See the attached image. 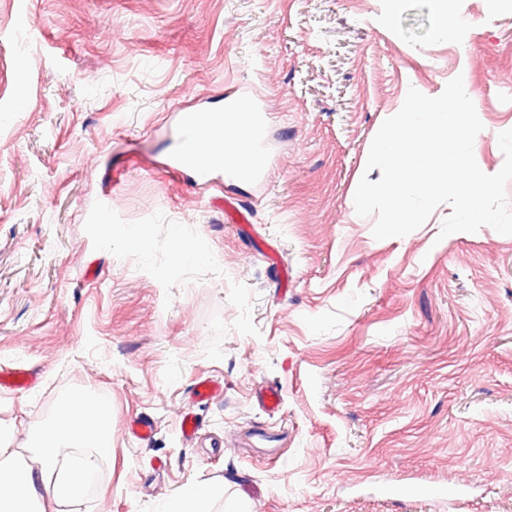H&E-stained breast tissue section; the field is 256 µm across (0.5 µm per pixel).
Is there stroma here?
Instances as JSON below:
<instances>
[{"label": "stroma", "mask_w": 512, "mask_h": 512, "mask_svg": "<svg viewBox=\"0 0 512 512\" xmlns=\"http://www.w3.org/2000/svg\"><path fill=\"white\" fill-rule=\"evenodd\" d=\"M454 4L446 39L431 0H0V367L37 378L0 420L22 450L73 388L112 408L68 512H162L192 484L223 486L206 512H512V235L440 237L442 205L377 240L354 206L408 89L460 74L476 162L503 165L512 10ZM241 87L261 178L168 174L175 116ZM203 377L223 396L192 400ZM187 410L217 447L185 442Z\"/></svg>", "instance_id": "obj_1"}]
</instances>
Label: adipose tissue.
I'll list each match as a JSON object with an SVG mask.
<instances>
[{
  "instance_id": "adipose-tissue-1",
  "label": "adipose tissue",
  "mask_w": 512,
  "mask_h": 512,
  "mask_svg": "<svg viewBox=\"0 0 512 512\" xmlns=\"http://www.w3.org/2000/svg\"><path fill=\"white\" fill-rule=\"evenodd\" d=\"M112 447L109 403L84 388L60 402L29 434V455L13 449L0 424V512H46L48 503L79 501Z\"/></svg>"
}]
</instances>
